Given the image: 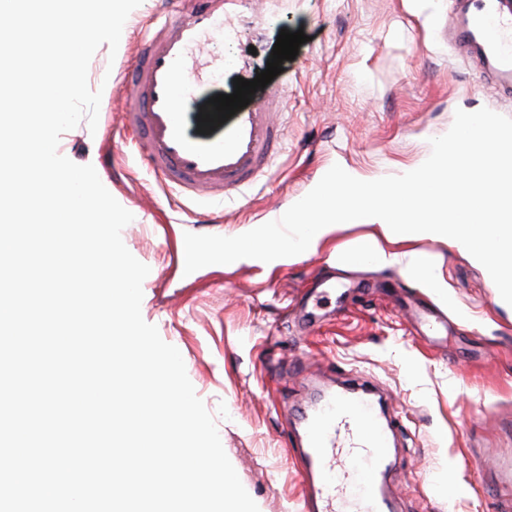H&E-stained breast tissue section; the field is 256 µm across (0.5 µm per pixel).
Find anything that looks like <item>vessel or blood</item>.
<instances>
[{
	"label": "vessel or blood",
	"instance_id": "obj_1",
	"mask_svg": "<svg viewBox=\"0 0 512 512\" xmlns=\"http://www.w3.org/2000/svg\"><path fill=\"white\" fill-rule=\"evenodd\" d=\"M241 0H164L162 21L121 90L122 123L141 140V159L185 199L221 206L270 169L283 138L288 86L267 85L250 104L207 134L187 129L183 112L201 96L224 60L210 45L227 36ZM458 49L476 61L493 89L512 92V0H455L446 23ZM499 224L512 222V193L496 183L486 194ZM306 435L307 512H394L381 487L362 492L357 464L374 478L389 468L393 423L373 389L356 383L302 415Z\"/></svg>",
	"mask_w": 512,
	"mask_h": 512
}]
</instances>
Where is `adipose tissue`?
<instances>
[{
	"mask_svg": "<svg viewBox=\"0 0 512 512\" xmlns=\"http://www.w3.org/2000/svg\"><path fill=\"white\" fill-rule=\"evenodd\" d=\"M512 173V149L488 148L485 116L470 113L454 137L436 136L433 151L417 165L400 169L387 183H372L343 169H329L291 207L269 215L245 234L225 239L218 252L225 264H289L312 255L334 233L367 225L371 234L352 246L336 247L335 266L395 267L419 281L433 300L448 305V282L422 242L457 249L480 266L512 303V225L495 224L478 208V193Z\"/></svg>",
	"mask_w": 512,
	"mask_h": 512,
	"instance_id": "adipose-tissue-1",
	"label": "adipose tissue"
}]
</instances>
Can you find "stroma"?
<instances>
[{
  "label": "stroma",
  "mask_w": 512,
  "mask_h": 512,
  "mask_svg": "<svg viewBox=\"0 0 512 512\" xmlns=\"http://www.w3.org/2000/svg\"><path fill=\"white\" fill-rule=\"evenodd\" d=\"M452 4L434 0L428 25L408 0H288L262 29L242 25L215 44L235 64L214 81L213 96L265 70L281 30L307 37L282 63L286 135L271 169L211 223H195L188 202L141 163L118 95L102 100L97 128L83 121L60 138L71 160L95 155L103 183L137 215L122 240L152 272L142 317L180 351L259 512H303L297 414L315 389L353 376L383 389L402 442L386 476L398 512H512V306L465 255L423 245L442 255L451 298L447 332L431 335L412 308L433 307L432 298L395 268H351V280L322 295L318 280L335 272L324 249L271 268L217 260L188 268L180 252L185 239L234 236L287 208L331 166L388 180L419 163L435 135L453 133L465 112L512 129V93L489 90L448 42ZM161 7L151 0L135 17L121 57H92L89 84H120ZM460 309L471 322L457 318ZM438 480L447 497L435 494Z\"/></svg>",
  "instance_id": "35a3bbf8"
}]
</instances>
